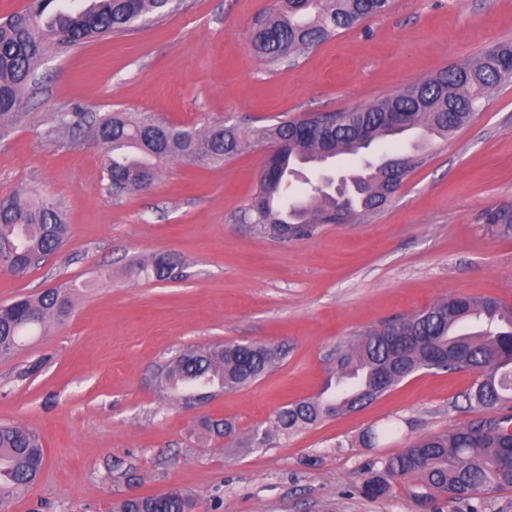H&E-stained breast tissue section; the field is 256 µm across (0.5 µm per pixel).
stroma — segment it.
Returning a JSON list of instances; mask_svg holds the SVG:
<instances>
[{
  "label": "stroma",
  "instance_id": "obj_1",
  "mask_svg": "<svg viewBox=\"0 0 512 512\" xmlns=\"http://www.w3.org/2000/svg\"><path fill=\"white\" fill-rule=\"evenodd\" d=\"M277 0H185L167 20L48 57L22 119L0 129V199L47 196L71 227L62 251L21 277L0 270V305L74 286L61 320L0 358V423L36 431L39 483L7 512H112L121 499L178 489L194 512H416L401 481L362 487L383 459L473 416L474 376L423 369L366 408L248 445L276 411L317 396L336 349L358 332L451 295L512 306V238L486 213L512 206V82L467 126L427 147L377 215L280 243L244 214L266 150L224 163L172 161L155 182L115 196L84 119L147 112L201 130L343 112L390 95L497 42H512V0H393L391 10L299 56L265 65L256 21ZM177 259L172 277L138 261ZM282 350L251 385L187 407L159 384L190 346ZM233 423L205 440L203 418Z\"/></svg>",
  "mask_w": 512,
  "mask_h": 512
}]
</instances>
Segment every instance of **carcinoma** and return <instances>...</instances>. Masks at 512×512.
<instances>
[{
  "label": "carcinoma",
  "mask_w": 512,
  "mask_h": 512,
  "mask_svg": "<svg viewBox=\"0 0 512 512\" xmlns=\"http://www.w3.org/2000/svg\"><path fill=\"white\" fill-rule=\"evenodd\" d=\"M279 7L253 34L262 59L284 62L311 50L339 31L382 15L392 0H278ZM172 12L167 0H89L81 10L58 0H29L25 9L0 22V126L21 116L27 96L38 84V69L50 55L95 38L133 31L142 22L159 24ZM512 80V45L502 43L480 56L415 81L399 91L355 109L283 119L242 134L217 123L200 134L151 114L124 112L93 115L91 134L106 146L105 171L119 193L141 190L171 160L216 164L235 157L251 138L275 143L279 151L265 159L250 205L258 233L288 242L312 238L336 220L341 199L310 179V193L287 210L295 167L319 157L359 158V190L346 203L350 216L379 212L400 181L390 171L391 158H366L372 145L405 130L448 137L466 126L489 90ZM486 226L512 238V209H494ZM70 227L51 199L18 193L0 202V269L23 276L62 250ZM71 307L70 287L44 290L0 307V356L13 354L25 338L53 316ZM282 350L265 344L201 346L175 355L161 370L160 383L184 401L207 388L246 387L273 368ZM422 369L464 370L475 374L465 401L475 416L464 426L418 439L386 460L381 474L368 478L364 493L380 497L388 478L405 482L416 507L442 498L479 512L478 503L493 487H512V308L492 297L450 296L387 325L367 329L338 349L332 378L321 394L278 409L273 429L288 431L335 414L360 410L391 387ZM44 451L39 436L24 427L0 425V512L40 479ZM193 504L179 490L123 499L113 512H191Z\"/></svg>",
  "instance_id": "1"
}]
</instances>
